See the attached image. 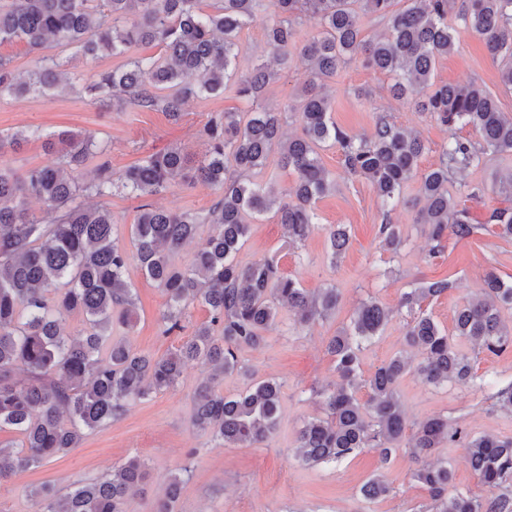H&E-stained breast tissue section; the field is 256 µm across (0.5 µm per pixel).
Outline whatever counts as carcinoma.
<instances>
[{
	"label": "carcinoma",
	"mask_w": 512,
	"mask_h": 512,
	"mask_svg": "<svg viewBox=\"0 0 512 512\" xmlns=\"http://www.w3.org/2000/svg\"><path fill=\"white\" fill-rule=\"evenodd\" d=\"M92 2L12 0L10 6H0V46L21 42L34 54L24 72L0 55V99L46 95L68 85L66 63L43 54L51 40L86 57H127L117 68L82 79L79 93L102 105L161 110L176 119L189 99L233 89L251 110L244 116L214 114L204 130L206 153L196 165L174 147L148 154L120 172L104 161L95 178L81 185L65 169L94 155L95 142L90 135L70 131L47 142L51 150L64 145L57 164L18 174L0 163V431L19 437L15 445L0 442V482L77 447L88 433L120 418L130 401L175 388L186 363L194 360L209 366L193 395L194 428L225 447L252 446L276 430L282 384L253 379L240 353L264 341L263 330L281 308H288L294 324L303 327L334 315L340 294L333 287L307 292L280 273L275 254L245 266L236 255L248 238L250 220L269 211L275 212L290 248H300L313 232L316 201L335 189L320 162L322 147H339L347 171L367 179L386 209L399 202L409 181L419 179L424 205L418 221L438 244L449 232L458 238L473 233L466 211L458 209L448 190V174L489 152L512 155V118L504 117L489 91L474 81L466 86L431 82L435 62L455 49L448 26L453 0H408L399 11L391 10L394 0H213L208 10L203 0H105L104 10ZM361 13L385 20L386 33L377 39L363 36ZM305 14L319 18L321 31L302 41L299 26ZM259 16L266 46L280 68L288 67L293 50L308 61L297 105L301 134L296 137H285L282 112L265 103L266 87L278 71L262 63L238 70L239 34ZM459 17L482 38L498 62L501 83L512 89V0H465ZM143 44H155L162 53L135 55ZM356 58L368 69L395 77L390 88L394 97L413 100L445 127L471 125L481 140L450 138L440 163L421 172L425 145L385 117L378 118L371 138L350 136L333 120L325 85ZM40 137L37 129L0 136V155ZM275 150L281 165L296 174L289 190L254 179ZM231 168L243 180L227 183ZM178 174L219 188L220 199L204 217L141 206L130 227L131 250L120 243L106 206L78 202L85 194L156 196ZM33 199L54 214L53 223L41 224L30 214ZM491 220L499 236L512 238V209L494 210ZM202 224L213 226L211 235L188 264L175 265L173 255L195 238ZM379 238L385 251L395 253L401 246L391 224L380 226ZM328 239L336 257L348 247L350 235L345 226L333 225ZM134 258L167 296L161 315L164 334L183 329L190 302L209 312V321L180 348L159 358L111 338L113 326L133 327L134 298L126 272ZM456 286V281L441 278L402 295L400 307L411 316L405 342L420 351L421 360L415 364L400 353L367 379L360 372L359 353L383 332L391 314L374 300L357 307L349 326L328 343L340 383L325 393L326 416L305 422L299 431L297 451L303 463L336 464L361 448H372L383 469L405 440L413 454L424 457L445 443H458L487 494L448 495L452 471L438 459L412 474L432 501L430 512H512V436H471L444 415L426 418L406 435L407 418L396 392L406 372L415 371L427 385L450 382L481 389L484 377L455 339L494 354L512 348V327L500 315L501 307L512 308V282L488 273L482 298L456 311L450 333L422 303ZM74 311L83 314L86 328L72 337L64 334L62 322ZM18 370L25 378H16ZM233 372L252 383L230 397L219 386L224 374ZM362 386L369 389L364 403L356 397ZM146 476L144 463L132 458L85 484L63 490L41 485L31 496L42 512H125L128 493ZM181 484L179 476L170 478L157 512H178ZM392 491L381 472L359 488L366 501Z\"/></svg>",
	"instance_id": "obj_1"
}]
</instances>
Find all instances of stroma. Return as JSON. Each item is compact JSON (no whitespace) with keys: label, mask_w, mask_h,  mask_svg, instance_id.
<instances>
[{"label":"stroma","mask_w":512,"mask_h":512,"mask_svg":"<svg viewBox=\"0 0 512 512\" xmlns=\"http://www.w3.org/2000/svg\"><path fill=\"white\" fill-rule=\"evenodd\" d=\"M455 51L438 59L435 84L463 85L476 80L498 100L501 111L512 117V90L500 82L498 66L482 40L449 12ZM307 77L306 66L292 57L267 91L270 106L285 110L288 134L298 133L295 110ZM391 77L365 69L354 61L339 70L329 85L334 95L332 117L349 134L371 136L378 116L417 136L426 146L420 169L439 162L449 137L472 141L479 133L469 125L442 126L430 113L419 111L413 101L392 96ZM249 104L232 92L191 99L179 121L160 111L134 108H103L67 90L49 96L7 97L0 100V132L38 127L51 133L67 130L94 136L98 154L91 156L71 176L86 183L101 162L121 171L135 164L146 152L180 146L191 160H199L206 149L204 125L211 114L245 112ZM323 166L336 181L334 192L315 204L318 225L299 252L284 249L283 229L274 213L252 224L249 237L237 259L247 265L267 255H278L281 271L296 278L303 288L314 291L333 287L340 293L335 314L326 320L298 328L288 310H280L275 322L264 331L265 341L245 349L241 358L256 378H274L282 384L281 413L276 431L259 446L222 447L212 437L190 424L192 396L207 376L205 366L194 364L184 370L175 389L146 401L131 402L125 414L90 433L81 445L51 459L43 466L18 473L0 484V512H38L29 492L41 484L79 486L111 473L130 458L144 460L145 482L126 500V512H153L171 476H180L182 489L179 512H422L426 491L411 478L417 468L408 448L393 455L386 469H379L371 450L358 452L339 464L303 465L295 455L297 435L303 424L323 416L320 389L337 380L335 364L326 350L332 336L349 324L361 302L375 300L391 309L393 317L381 336L360 353L363 375L405 351V327L409 315L400 306L402 294L417 283L454 276L457 288L426 300L422 308L445 329H452L456 310L483 286L486 273L512 280V240L498 236L491 221L493 209L510 208L512 200L493 190L496 176L512 167V156L487 154L479 163L455 173L448 184L450 193L465 208L475 229L460 240L445 237L444 251L434 254V243L426 225L417 221L419 181H410L400 203L384 211L371 184L350 176L338 148L321 150ZM220 192L206 183H173L155 202L173 211L206 215ZM394 224L402 245L398 253L381 249L378 228ZM343 224L350 232V247L341 258L328 255L329 226ZM127 278L135 290V324L132 329L115 328L134 351L161 357L178 348L208 319L200 304L189 305L183 331L166 336L160 314L166 297L146 278L138 264H130ZM396 391L409 423L432 415L456 419L474 436L512 435V415L493 408L491 389H464L454 385L424 384L415 372H407ZM437 457L447 459L454 474L449 492L484 495L485 489L471 470L464 451L455 444L438 448ZM383 471L393 490L383 499L368 502L359 495L360 486L376 471Z\"/></svg>","instance_id":"stroma-1"}]
</instances>
